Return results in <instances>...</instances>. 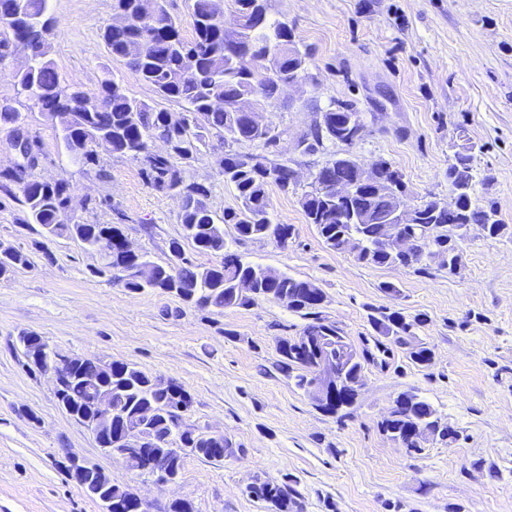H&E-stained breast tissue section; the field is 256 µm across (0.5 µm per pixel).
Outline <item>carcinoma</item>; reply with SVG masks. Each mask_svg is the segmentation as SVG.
<instances>
[{
    "label": "carcinoma",
    "mask_w": 512,
    "mask_h": 512,
    "mask_svg": "<svg viewBox=\"0 0 512 512\" xmlns=\"http://www.w3.org/2000/svg\"><path fill=\"white\" fill-rule=\"evenodd\" d=\"M138 8L139 0H114L116 19L104 28L103 40L112 54L126 59L138 81L151 86L160 98L183 104L177 120L165 109L128 96L110 74L100 81L99 91L93 96L63 84L50 57L49 39L55 19L48 14V0H0V66L12 54L13 36L31 42L35 53L29 68L12 73L18 93L26 95L35 107L57 120L66 149L74 160L93 164L96 148L103 146L114 154L145 161L146 177L152 187L182 196L183 238L197 252L223 251L226 224L234 226L239 240H269L285 246L291 227L272 222L267 188L273 183L283 191L288 190L290 168L287 165L271 163L258 155L225 153L220 161L221 174L224 182L234 187L240 205L224 211L222 222L218 223L207 204L209 188L186 182L178 161L193 157L203 144V132L210 130L232 144H276L277 136L271 130L255 128L234 114L263 111L288 74L306 70V55L298 49L292 29L284 22L268 19L261 27L245 34L254 57L272 47L281 49L277 71L271 75L252 69L242 52L229 51L233 35L224 30V0H193L194 36L189 41L182 38L164 7V0H156L158 27L131 26L128 19ZM346 111L344 107L322 113L311 130L312 143L307 148L323 144L326 138L348 147L355 145L357 139L352 129L345 126ZM0 123L14 126L16 132L24 123L22 113L9 99L0 100ZM160 134L170 143L168 152L149 153V142ZM25 160L26 163L4 174L5 179L21 185L23 223L39 226L43 235L70 237L88 248L104 251L107 267L120 273L119 281L131 292L158 288L173 292L187 306L216 309L246 306L257 298L272 299L294 312L314 317L307 328L319 339L310 344L283 340L279 345L283 368L289 372L298 370L295 385L307 391L317 379L320 358L326 354L332 356L342 377L341 389L327 393L319 407L336 414L353 404L365 384V364L373 354L364 348L354 361L343 360L345 351L353 349V343L335 324L317 317L324 294L313 282L269 268L262 276L256 266L238 257L226 256L218 266L198 265L184 257L181 243L174 241L170 245L174 266H155L154 281L141 283L128 276V272L146 261L145 255L125 247L122 230L112 224L71 221L73 196L69 181L61 178L48 182L27 173L37 164L30 141ZM454 169L458 175L448 179L449 200L424 202L420 223L404 225L406 234L417 242V256H394L382 247L386 218L397 207L402 188L401 181H392L394 171L390 169H380V189H363L338 203L328 188L338 180L358 178L353 156L347 152L319 170L317 180L322 189L305 194L301 206L308 223L316 226L327 248L348 253L359 263L387 267L437 260L452 273L461 263L458 246L448 243L446 236L427 235V226L483 224L491 237L507 230V225L497 220L489 222V212L473 205L471 156L457 154ZM28 263L27 255L6 251L0 257V275ZM370 321L377 332L393 343L410 344L413 324L402 315L381 311L371 316ZM59 368L65 379V398L83 409L84 418L92 419L96 413L97 393L89 389L90 384L99 383L102 391L112 397V439L103 443H110L114 448L120 447L124 426L143 422L146 411H163L180 403L188 408L192 404L190 394L181 384L171 380L162 387L157 378L134 363L114 360L108 364L98 359L65 356ZM382 428L415 452L421 450L423 431L428 428L443 440L454 437V431L441 424L432 406L413 392H402L396 397ZM148 434L155 443L136 449V467L148 473L157 468L172 476L181 473L180 453L158 444L169 436H179L180 447L190 448L209 460L221 461L230 451L224 436L199 442L180 434L171 421ZM249 493L270 503L275 512H290L295 504L293 490L286 486L255 483ZM112 502L113 512H133L135 508L134 502L127 499V490L119 485L112 486Z\"/></svg>",
    "instance_id": "obj_1"
}]
</instances>
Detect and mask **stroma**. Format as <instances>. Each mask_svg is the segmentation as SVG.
Here are the masks:
<instances>
[{
  "instance_id": "1",
  "label": "stroma",
  "mask_w": 512,
  "mask_h": 512,
  "mask_svg": "<svg viewBox=\"0 0 512 512\" xmlns=\"http://www.w3.org/2000/svg\"><path fill=\"white\" fill-rule=\"evenodd\" d=\"M113 0H49L56 20L50 54L64 83L97 92L105 74L126 93L178 113L180 104L137 81L110 54L102 29ZM270 19L292 27L306 53V77L283 88L263 112L276 144L243 154L285 164L288 191L269 185L273 223L288 224L287 246L238 239L225 225L223 253L183 250L193 263L244 262L313 281L324 293L321 317L352 342L374 347L369 322L397 312L431 353L428 365L389 345L365 367V384L345 417L317 407L282 367V340L300 336L307 317L258 298L243 307L199 309L154 290L123 287L102 251L68 237H45L22 222L18 183L2 179L21 161L0 125V247L26 254L28 266L0 277V512H100L68 476L70 458L97 465L136 491L151 512L183 498L196 512H272L248 492L255 481L288 485L298 512H512V0H268ZM22 113L24 136L40 148L33 174L72 187L71 217L114 224L153 263L171 259L181 239L182 202L154 189L141 163L99 149L82 166L66 150L55 119L0 76V99ZM352 105L364 130L353 147L301 143L320 113ZM473 155L472 199L509 227L490 237L472 225L459 243L461 267L438 262L371 267L328 249L301 207L317 172L352 152L362 167L385 160L416 206L448 196L455 152ZM228 147L209 132L186 181L210 189L216 216L238 208L219 162ZM32 332L60 353L121 360L172 379L191 395L188 427L223 433L234 451L211 462L186 455L177 483L128 469L106 455L86 427L58 404L50 376L26 365L16 338ZM413 392L437 411L454 439L411 453L383 432L395 398Z\"/></svg>"
}]
</instances>
